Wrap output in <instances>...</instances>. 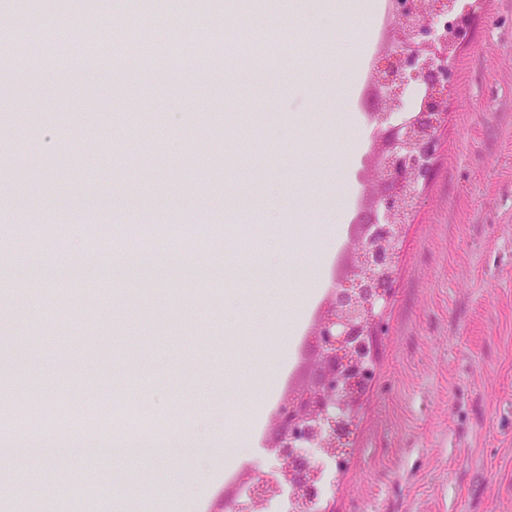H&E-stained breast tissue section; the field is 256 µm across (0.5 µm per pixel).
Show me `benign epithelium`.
<instances>
[{
    "mask_svg": "<svg viewBox=\"0 0 512 512\" xmlns=\"http://www.w3.org/2000/svg\"><path fill=\"white\" fill-rule=\"evenodd\" d=\"M391 45L380 52L372 81L379 108L375 182L356 219L357 237L347 274L338 281L314 329L317 355L308 381L275 412L277 465L262 481H248L243 512H253L273 493L276 480L306 507L323 495L314 455L349 461L355 408L374 378L373 340L394 290L407 224L426 183L448 117V87L455 52L467 39L472 12L457 14L449 0H390ZM421 96L399 121L409 93Z\"/></svg>",
    "mask_w": 512,
    "mask_h": 512,
    "instance_id": "benign-epithelium-1",
    "label": "benign epithelium"
}]
</instances>
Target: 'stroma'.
Segmentation results:
<instances>
[{"instance_id": "1", "label": "stroma", "mask_w": 512, "mask_h": 512, "mask_svg": "<svg viewBox=\"0 0 512 512\" xmlns=\"http://www.w3.org/2000/svg\"><path fill=\"white\" fill-rule=\"evenodd\" d=\"M57 0H0V52L50 38L72 18ZM472 6L469 41L453 60L448 119L433 171L406 228L375 376L356 415L347 467L325 512H512V0ZM388 0H211L208 14L175 0H95L81 10L87 39L138 26L157 39L177 19L187 38L232 16L264 58L263 80L224 70L113 69L92 78L0 80V206L76 220L111 202L98 234L121 242L170 203L194 223L226 211L222 252L188 255L201 278L113 276L96 301L67 293L66 273L96 255L31 250L0 232V404L34 419L46 404L141 402L168 415L175 436L198 438L196 458L169 449L134 461L66 452L33 456L27 437L0 474L28 473L29 491L79 501L106 475L122 512H215L229 477L263 478L274 463L273 412L298 385L310 336L343 250L353 244L373 128L366 120L375 57L387 44ZM288 19L274 38L263 15ZM28 138L31 164L12 147ZM111 153L84 151L85 140ZM320 181L304 177L309 165ZM277 210H270L271 195ZM342 196L343 210L329 206ZM313 268L295 282L290 271ZM55 302L34 312L32 271ZM246 438L245 458L225 456Z\"/></svg>"}]
</instances>
